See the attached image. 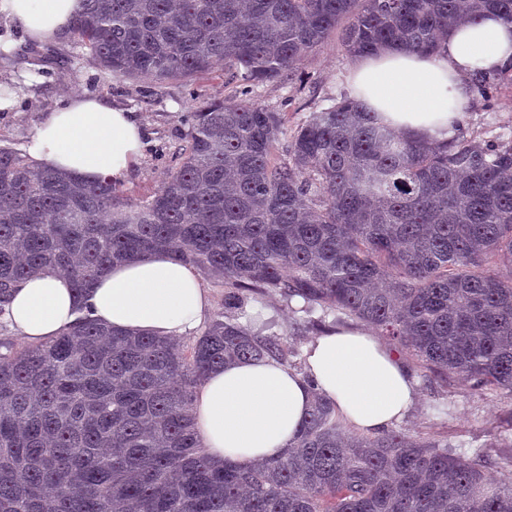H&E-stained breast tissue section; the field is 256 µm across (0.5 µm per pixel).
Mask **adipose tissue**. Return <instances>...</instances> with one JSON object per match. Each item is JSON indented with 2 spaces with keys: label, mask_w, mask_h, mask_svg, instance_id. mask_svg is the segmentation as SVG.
<instances>
[{
  "label": "adipose tissue",
  "mask_w": 512,
  "mask_h": 512,
  "mask_svg": "<svg viewBox=\"0 0 512 512\" xmlns=\"http://www.w3.org/2000/svg\"><path fill=\"white\" fill-rule=\"evenodd\" d=\"M77 0H0L12 28L31 41L65 30ZM512 66V24L494 14L451 30L437 54L392 47L355 58L349 86L385 123L414 138L442 143L472 96L476 72ZM134 113L106 100L70 95L36 126L30 155L43 167L92 180H121L141 147ZM88 303L98 321L123 330L181 339L196 335L209 307L199 271L155 252L114 265ZM67 275L46 270L13 294L7 319L19 338L48 340L74 321ZM304 369L273 360L241 361L210 372L192 404L205 453L217 464H251L294 444L314 395H322L359 431L390 429L414 402L399 357L368 332L338 329L310 340Z\"/></svg>",
  "instance_id": "obj_1"
}]
</instances>
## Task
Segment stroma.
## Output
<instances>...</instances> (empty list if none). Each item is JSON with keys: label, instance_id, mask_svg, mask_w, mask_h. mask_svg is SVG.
<instances>
[{"label": "stroma", "instance_id": "obj_1", "mask_svg": "<svg viewBox=\"0 0 512 512\" xmlns=\"http://www.w3.org/2000/svg\"><path fill=\"white\" fill-rule=\"evenodd\" d=\"M353 62L338 34H331L305 53L291 78L253 86L252 102L285 113L288 131H295L311 113L329 107L349 94L347 74ZM12 86L7 103L0 105V145L24 149L35 127L72 93L100 97L113 106L137 113L143 126L142 149L131 164L120 189L125 197L145 199L164 181L178 160L175 153L185 130L184 115L194 94L216 100L238 97L239 85L228 76L197 75L171 81L153 78H117L103 70L83 50L73 48L68 36L44 42H16L11 55L0 59V89ZM460 131L465 138H498L512 143V81L502 83L491 101L472 95L464 110ZM301 299L265 295L250 302L249 315L260 317L267 333L283 337L291 350L289 362L301 369L303 349L311 333L294 334L302 318ZM400 357L415 387V402L397 424L411 436L439 441L466 453L487 452L494 467L512 463V394L480 390L467 382L425 374L407 350Z\"/></svg>", "mask_w": 512, "mask_h": 512}]
</instances>
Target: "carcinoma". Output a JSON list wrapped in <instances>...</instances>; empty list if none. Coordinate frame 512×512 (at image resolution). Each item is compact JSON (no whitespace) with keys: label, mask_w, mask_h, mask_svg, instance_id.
<instances>
[{"label":"carcinoma","mask_w":512,"mask_h":512,"mask_svg":"<svg viewBox=\"0 0 512 512\" xmlns=\"http://www.w3.org/2000/svg\"><path fill=\"white\" fill-rule=\"evenodd\" d=\"M512 0H79L69 35L119 77L226 70L277 80L340 32L353 57L435 54L448 28ZM505 72L476 79L489 101ZM182 162L142 201L110 177L44 169L0 146V318L20 282L64 272L79 316L20 348L0 341V512H512V465L399 430L366 436L315 396L288 454L211 463L191 415L208 372L288 363L239 322L250 300L353 317L425 369L512 393V146L404 135L344 97L281 142L284 115L198 94ZM167 252L222 281L192 343L90 317L113 264Z\"/></svg>","instance_id":"obj_1"}]
</instances>
